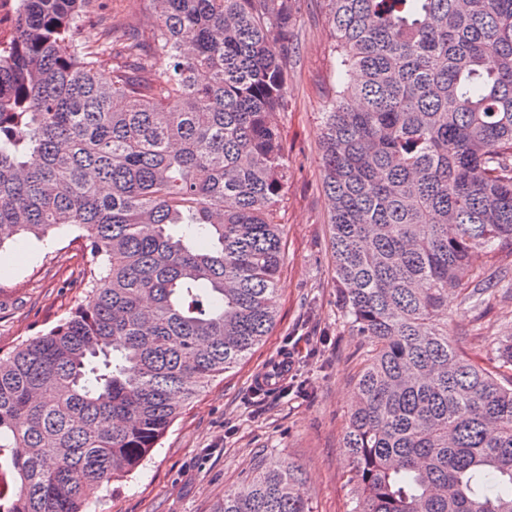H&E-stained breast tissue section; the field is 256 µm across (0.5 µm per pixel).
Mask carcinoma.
Segmentation results:
<instances>
[{
	"mask_svg": "<svg viewBox=\"0 0 512 512\" xmlns=\"http://www.w3.org/2000/svg\"><path fill=\"white\" fill-rule=\"evenodd\" d=\"M89 0H18L0 41V248L76 230L87 300L0 360V512H87L274 331L293 0H148L149 45L81 38ZM340 71L322 184L366 342L344 448L353 512H512V338L448 337V289L512 251V0H326ZM111 67L112 79L99 80ZM512 272L465 295L476 307ZM257 466L215 512H311ZM495 267L511 269L512 253L509 250H503L495 254H476L471 261V266L465 271L462 282L470 284L473 281L475 283L478 274Z\"/></svg>",
	"mask_w": 512,
	"mask_h": 512,
	"instance_id": "1",
	"label": "carcinoma"
}]
</instances>
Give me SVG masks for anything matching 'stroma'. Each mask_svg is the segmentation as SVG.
<instances>
[{
    "mask_svg": "<svg viewBox=\"0 0 512 512\" xmlns=\"http://www.w3.org/2000/svg\"><path fill=\"white\" fill-rule=\"evenodd\" d=\"M325 0H299L290 31L288 93L272 114L288 161L285 260L278 324L252 357L217 378L183 411L150 457L113 483L96 512H214L258 460L298 465L312 512H351L352 460L343 446L358 400L364 341L347 323L336 294L329 247L330 203L321 180V117L343 80ZM150 40L156 15L148 0H88L82 37L102 24ZM11 271L0 277V358L85 301L93 265L71 233L51 246L25 238L5 243ZM448 332L473 362L492 357L512 335V293L499 291L473 310L459 292L448 299ZM293 367L282 387L257 393L252 378L282 353Z\"/></svg>",
    "mask_w": 512,
    "mask_h": 512,
    "instance_id": "stroma-1",
    "label": "stroma"
}]
</instances>
